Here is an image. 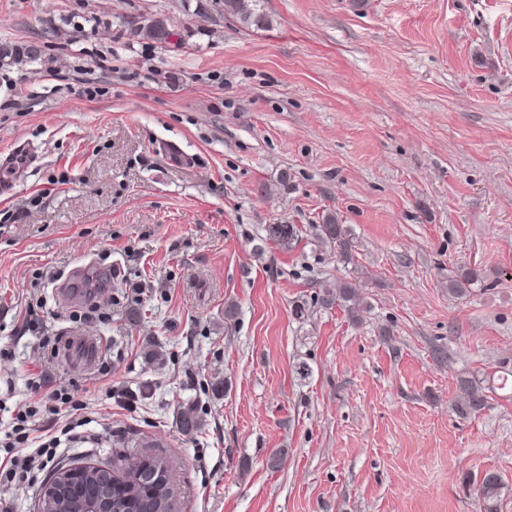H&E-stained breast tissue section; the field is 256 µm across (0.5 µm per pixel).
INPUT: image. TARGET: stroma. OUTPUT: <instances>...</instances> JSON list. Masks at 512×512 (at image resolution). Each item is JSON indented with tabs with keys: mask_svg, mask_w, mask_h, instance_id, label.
<instances>
[{
	"mask_svg": "<svg viewBox=\"0 0 512 512\" xmlns=\"http://www.w3.org/2000/svg\"><path fill=\"white\" fill-rule=\"evenodd\" d=\"M257 11L0 0V44L38 50L0 60V155L35 150L0 196V399L74 388L97 441L55 466L165 456L175 512H485L488 472L512 512V396L456 410L460 378L512 368V0ZM328 214L357 271L315 238ZM336 277L356 316L320 304ZM78 336L103 344L90 396L50 344ZM256 2L257 0H224V11L242 25H259L264 18L256 12ZM501 490V481L498 475L486 473L478 484V494L485 503L486 512L493 511V502L498 498Z\"/></svg>",
	"mask_w": 512,
	"mask_h": 512,
	"instance_id": "obj_1",
	"label": "stroma"
}]
</instances>
